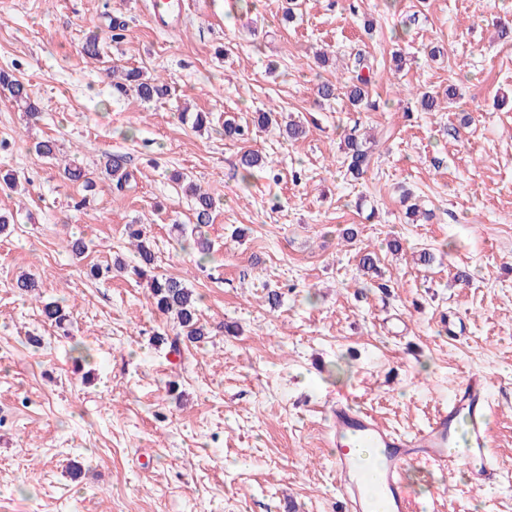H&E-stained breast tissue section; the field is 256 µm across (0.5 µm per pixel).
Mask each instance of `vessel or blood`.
I'll return each mask as SVG.
<instances>
[{
	"label": "vessel or blood",
	"mask_w": 512,
	"mask_h": 512,
	"mask_svg": "<svg viewBox=\"0 0 512 512\" xmlns=\"http://www.w3.org/2000/svg\"><path fill=\"white\" fill-rule=\"evenodd\" d=\"M329 443L344 512H411L402 474L423 463L442 473L459 467L470 484L490 485L496 474L487 461L492 443L489 382L467 374L428 424L412 435L379 425L347 399H336L329 413Z\"/></svg>",
	"instance_id": "b4317fda"
}]
</instances>
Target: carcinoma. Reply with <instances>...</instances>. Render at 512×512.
Listing matches in <instances>:
<instances>
[{
  "instance_id": "cac0c4a2",
  "label": "carcinoma",
  "mask_w": 512,
  "mask_h": 512,
  "mask_svg": "<svg viewBox=\"0 0 512 512\" xmlns=\"http://www.w3.org/2000/svg\"><path fill=\"white\" fill-rule=\"evenodd\" d=\"M366 67L367 63L364 58H356V80L346 86V95L354 107L363 104L368 107L373 106V103L368 100L371 76L362 74V70ZM109 74L113 75L112 87L119 94L133 91L144 102L158 101L169 95V87L166 83L157 78H143L142 72L137 68L120 71L113 69L109 71ZM0 100L12 105L24 104L27 115L32 119L38 118L40 114V107L32 99L28 86L15 75L4 70H0ZM345 146L348 171L357 178L365 173L371 163L370 148L366 147L365 143L353 134L347 136ZM104 173L118 191L124 190L130 184L131 173L127 171L126 159L122 155H107L104 163ZM186 189L194 197L196 224L210 223L212 213L216 209V202L213 197L207 192L200 191L190 183H186ZM128 237L135 247V264L116 263L103 268L96 266L93 268L92 275L108 277L116 272L133 276L139 283L146 282L156 309L163 314L172 315L173 319L176 320L178 332L170 343V348L173 351H180L181 345L185 343H197L204 339L207 336V331L199 318L198 305L200 298L181 280L155 273V253L142 229L134 224L128 225ZM42 313L48 322L57 327L63 325L66 321L64 307L58 301L45 304Z\"/></svg>"
}]
</instances>
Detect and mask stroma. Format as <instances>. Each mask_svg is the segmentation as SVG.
Returning <instances> with one entry per match:
<instances>
[{
	"instance_id": "obj_1",
	"label": "stroma",
	"mask_w": 512,
	"mask_h": 512,
	"mask_svg": "<svg viewBox=\"0 0 512 512\" xmlns=\"http://www.w3.org/2000/svg\"><path fill=\"white\" fill-rule=\"evenodd\" d=\"M189 2L168 30L151 0H0V70L42 109L33 122L0 101V167L23 186L0 189L15 217L0 235V512H342L325 403L355 398L411 435L467 373L489 382L497 482L476 490L424 466L405 479L437 512H512V45L496 28L512 0ZM358 53L379 110L317 98L318 82H349ZM115 66L163 79L170 96L113 93ZM425 92L437 110L421 109ZM185 109L208 113V128ZM269 109L305 136L255 126ZM228 118L247 140L224 139ZM353 132L376 139L357 179L343 151ZM46 138L55 158L34 151ZM247 150L265 165L246 176ZM106 153L128 160L124 191L102 172ZM72 160L93 191L63 178ZM178 173L218 203L209 254L194 247ZM406 190L428 220L408 221ZM133 222L157 274L200 295L205 342L156 345L173 324L145 284L91 275L133 261ZM72 235L82 257L64 249ZM364 251L376 270H360ZM23 273L40 299L20 294ZM55 299L67 330L41 312Z\"/></svg>"
}]
</instances>
